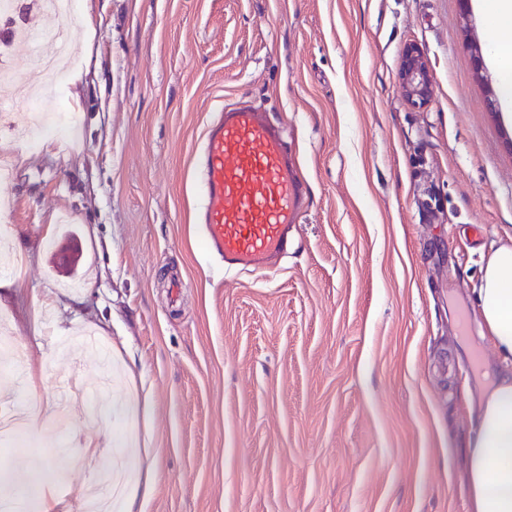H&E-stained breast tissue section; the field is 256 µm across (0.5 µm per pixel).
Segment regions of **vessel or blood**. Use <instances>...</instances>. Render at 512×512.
Masks as SVG:
<instances>
[{
    "mask_svg": "<svg viewBox=\"0 0 512 512\" xmlns=\"http://www.w3.org/2000/svg\"><path fill=\"white\" fill-rule=\"evenodd\" d=\"M202 162L206 249L226 266L263 268L287 247L302 204L282 127L252 107H224L205 134Z\"/></svg>",
    "mask_w": 512,
    "mask_h": 512,
    "instance_id": "b4317fda",
    "label": "vessel or blood"
}]
</instances>
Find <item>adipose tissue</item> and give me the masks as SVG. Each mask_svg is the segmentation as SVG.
I'll use <instances>...</instances> for the list:
<instances>
[{"label": "adipose tissue", "instance_id": "ef3b65f1", "mask_svg": "<svg viewBox=\"0 0 512 512\" xmlns=\"http://www.w3.org/2000/svg\"><path fill=\"white\" fill-rule=\"evenodd\" d=\"M487 24L502 31L495 58L512 60V0H478ZM503 103L512 108V63L500 71ZM477 321L502 359L501 374L477 400V430L467 443L468 512H512V245L499 246L482 268Z\"/></svg>", "mask_w": 512, "mask_h": 512}]
</instances>
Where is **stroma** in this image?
I'll use <instances>...</instances> for the list:
<instances>
[{
  "label": "stroma",
  "instance_id": "obj_1",
  "mask_svg": "<svg viewBox=\"0 0 512 512\" xmlns=\"http://www.w3.org/2000/svg\"><path fill=\"white\" fill-rule=\"evenodd\" d=\"M34 32L69 24L74 63L40 103L75 133L35 148L0 133L13 168L0 235L22 258L0 316L22 358L0 396L45 414L0 448V500L64 503L123 454L134 512H466V390L499 368L474 290L512 242V110L496 34L459 0H17ZM432 103L406 100V45ZM244 101L286 130L305 202L286 252L228 270L194 221L207 126ZM93 328L115 368L98 410L59 406L60 356ZM398 77L411 106L423 108L429 104L432 84L428 63L417 46L407 45L403 49Z\"/></svg>",
  "mask_w": 512,
  "mask_h": 512
}]
</instances>
